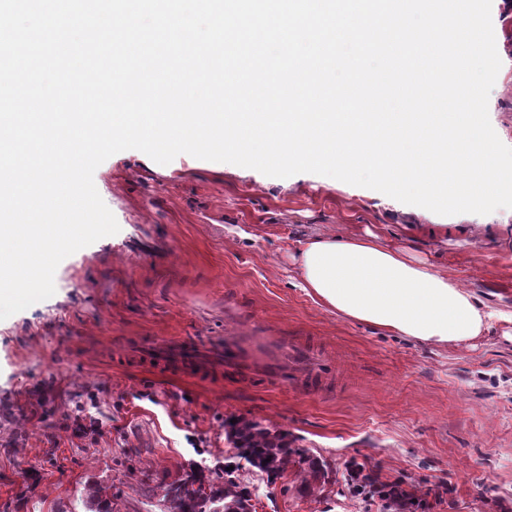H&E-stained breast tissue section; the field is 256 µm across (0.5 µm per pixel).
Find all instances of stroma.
Segmentation results:
<instances>
[{
    "label": "stroma",
    "instance_id": "stroma-1",
    "mask_svg": "<svg viewBox=\"0 0 512 512\" xmlns=\"http://www.w3.org/2000/svg\"><path fill=\"white\" fill-rule=\"evenodd\" d=\"M491 16L502 66L489 119L512 147V8L492 0ZM94 184L119 232L65 258L52 297L0 321V508L87 512L94 485L114 512H164L186 471L225 463L224 421L244 414L330 466L322 490L251 475L255 512H382L351 497L353 461L417 485L423 512H512V323L424 345L324 307L293 259L306 236L370 230L512 313V209L446 217L327 176L187 154L161 165L135 149ZM243 330L308 338L323 391L229 371L159 378L127 356L138 340Z\"/></svg>",
    "mask_w": 512,
    "mask_h": 512
}]
</instances>
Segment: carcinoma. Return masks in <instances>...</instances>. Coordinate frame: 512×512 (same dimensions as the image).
Returning <instances> with one entry per match:
<instances>
[{
    "label": "carcinoma",
    "mask_w": 512,
    "mask_h": 512,
    "mask_svg": "<svg viewBox=\"0 0 512 512\" xmlns=\"http://www.w3.org/2000/svg\"><path fill=\"white\" fill-rule=\"evenodd\" d=\"M228 441L236 450L235 457L246 462V466L256 468L268 478L276 480L283 476L285 466L293 462L295 475L302 478L304 486L320 481L318 459L302 456L290 447L287 435L273 432L259 421L244 415L224 420ZM241 467L229 471L220 468L216 471L196 469L176 482L167 492V512H237L249 496L244 487L245 477ZM357 491L366 490L371 495L388 499L396 504H408L419 499L417 486L402 479L379 484L372 489L355 483Z\"/></svg>",
    "instance_id": "carcinoma-1"
}]
</instances>
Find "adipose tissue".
I'll use <instances>...</instances> for the list:
<instances>
[{"label": "adipose tissue", "mask_w": 512, "mask_h": 512, "mask_svg": "<svg viewBox=\"0 0 512 512\" xmlns=\"http://www.w3.org/2000/svg\"><path fill=\"white\" fill-rule=\"evenodd\" d=\"M305 290L343 317L433 345H465L492 319L489 307L448 272L374 234L299 241Z\"/></svg>", "instance_id": "1"}]
</instances>
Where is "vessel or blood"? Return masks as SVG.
<instances>
[{
  "mask_svg": "<svg viewBox=\"0 0 512 512\" xmlns=\"http://www.w3.org/2000/svg\"><path fill=\"white\" fill-rule=\"evenodd\" d=\"M143 356L158 367L202 382L227 366L246 371L261 367L277 383L299 393L317 389L322 381L315 357L298 338L260 342L253 336H228L206 347L187 339L162 341L146 347Z\"/></svg>",
  "mask_w": 512,
  "mask_h": 512,
  "instance_id": "vessel-or-blood-1",
  "label": "vessel or blood"
}]
</instances>
